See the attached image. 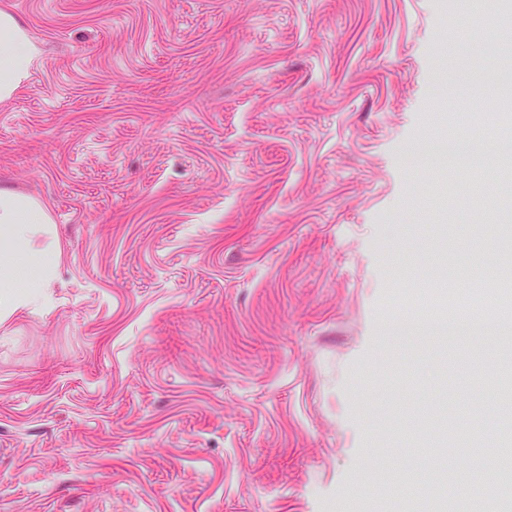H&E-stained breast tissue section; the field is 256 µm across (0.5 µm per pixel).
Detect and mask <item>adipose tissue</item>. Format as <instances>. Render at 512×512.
<instances>
[{
    "label": "adipose tissue",
    "instance_id": "adipose-tissue-1",
    "mask_svg": "<svg viewBox=\"0 0 512 512\" xmlns=\"http://www.w3.org/2000/svg\"><path fill=\"white\" fill-rule=\"evenodd\" d=\"M40 49L16 18L0 11V102L12 98L29 76ZM52 219L36 199L0 189V313L40 305L60 260L57 248H34L51 236Z\"/></svg>",
    "mask_w": 512,
    "mask_h": 512
}]
</instances>
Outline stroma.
Here are the masks:
<instances>
[{
	"label": "stroma",
	"instance_id": "stroma-1",
	"mask_svg": "<svg viewBox=\"0 0 512 512\" xmlns=\"http://www.w3.org/2000/svg\"><path fill=\"white\" fill-rule=\"evenodd\" d=\"M502 0H0L39 46L0 187L47 305L0 320V512H401L470 477L434 424L512 415L501 344L399 338L512 259V178L408 162L512 50ZM477 18L459 37V16ZM500 383L492 386L491 390L503 400L512 399V359L507 350L502 358L500 367L497 371Z\"/></svg>",
	"mask_w": 512,
	"mask_h": 512
}]
</instances>
